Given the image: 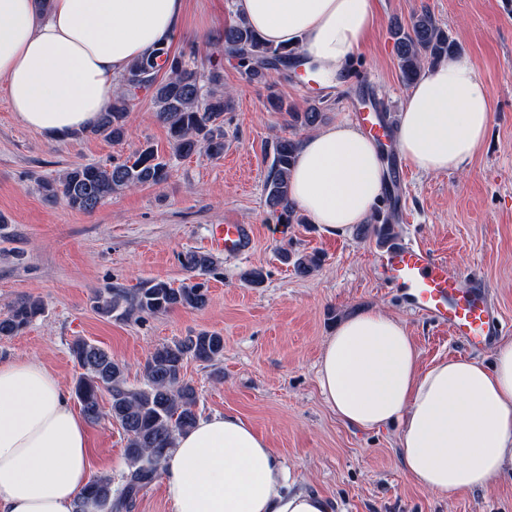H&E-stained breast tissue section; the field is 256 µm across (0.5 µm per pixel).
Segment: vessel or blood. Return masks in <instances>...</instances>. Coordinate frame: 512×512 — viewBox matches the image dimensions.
<instances>
[{"mask_svg":"<svg viewBox=\"0 0 512 512\" xmlns=\"http://www.w3.org/2000/svg\"><path fill=\"white\" fill-rule=\"evenodd\" d=\"M249 233L240 224L213 225L209 245L216 250L243 251ZM388 280L400 288L416 309L446 325L467 343H487L503 325L484 288L460 290L448 266L430 250L388 242L381 254Z\"/></svg>","mask_w":512,"mask_h":512,"instance_id":"obj_1","label":"vessel or blood"}]
</instances>
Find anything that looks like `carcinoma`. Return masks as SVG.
I'll use <instances>...</instances> for the list:
<instances>
[{"instance_id": "carcinoma-1", "label": "carcinoma", "mask_w": 512, "mask_h": 512, "mask_svg": "<svg viewBox=\"0 0 512 512\" xmlns=\"http://www.w3.org/2000/svg\"><path fill=\"white\" fill-rule=\"evenodd\" d=\"M390 34L400 79L407 86L425 69L459 54L458 43L426 8L414 13L407 23L395 22ZM219 43L224 54L236 60L241 73L258 83L266 82L272 72L290 69L299 58L294 49L267 45L242 20L225 26ZM162 72L166 77H160ZM139 90L151 93L157 119L168 129L173 154L187 156L202 149L213 159L224 156V112L230 109L231 98L224 90L222 65L211 62L199 66L185 54L173 53L167 47L153 50L122 75L112 104L90 132L122 140L130 101ZM268 103L272 110L287 115L292 130L313 129L325 120V112L316 102L298 109L272 93ZM298 146L299 140L290 136L278 138L272 146L264 192L267 206L282 224L307 222L291 199L289 172ZM169 175L165 159L146 145L124 162L71 168L52 180L42 181L41 189L47 198L60 196L71 208L88 213L115 193L158 185ZM393 219L392 212L380 208L369 223L362 225L361 232L386 241L396 236ZM283 260L302 276L321 266L317 253L293 256L285 252ZM216 263L212 254L197 251L186 253L182 259L183 268L194 277L209 273ZM207 301V288L202 282L176 288L157 279L136 288H107L93 297L94 309L116 320L164 315L180 308L198 309ZM43 313V303L38 299L16 302L0 317V337L21 334ZM70 350L80 369L73 386L74 396L86 419L94 422L101 414V395H109L112 420L126 436L127 464L119 491H113L111 478L96 476L79 492L75 512H88L90 504L96 512H130L139 493L160 475L175 436L190 430L198 421V395L185 379V361L192 358L210 364L219 360L224 355V337L201 332L156 347L144 364L145 382L138 387L128 385L125 367L99 346L78 338Z\"/></svg>"}]
</instances>
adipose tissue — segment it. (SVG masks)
Segmentation results:
<instances>
[{
	"label": "adipose tissue",
	"mask_w": 512,
	"mask_h": 512,
	"mask_svg": "<svg viewBox=\"0 0 512 512\" xmlns=\"http://www.w3.org/2000/svg\"><path fill=\"white\" fill-rule=\"evenodd\" d=\"M237 16L273 47L297 49L322 79L349 73L376 22L375 0H234ZM186 0H0V91L27 126L56 139L94 125L128 67L168 45ZM477 69L452 59L407 92L393 137L415 171L467 168L490 124ZM386 166L348 120L301 140L292 199L321 232L368 223ZM318 387L337 417L373 431L400 422L409 477L437 497L489 486L512 471V339L493 367L476 358L420 368L405 323L378 309L344 319L321 350ZM162 482L173 512H332L297 488L267 441L231 413L179 434ZM89 480L86 426L38 362L0 364V512H74Z\"/></svg>",
	"instance_id": "ef3b65f1"
}]
</instances>
